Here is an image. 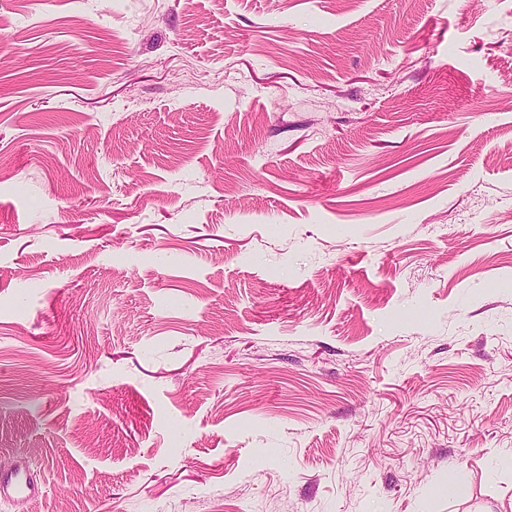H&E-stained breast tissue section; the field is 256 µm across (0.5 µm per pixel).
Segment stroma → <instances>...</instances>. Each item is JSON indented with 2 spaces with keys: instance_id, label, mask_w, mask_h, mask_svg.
Wrapping results in <instances>:
<instances>
[{
  "instance_id": "stroma-1",
  "label": "stroma",
  "mask_w": 512,
  "mask_h": 512,
  "mask_svg": "<svg viewBox=\"0 0 512 512\" xmlns=\"http://www.w3.org/2000/svg\"><path fill=\"white\" fill-rule=\"evenodd\" d=\"M0 20V512H512V0ZM43 495L42 487L32 478L21 461L0 467V498L36 501Z\"/></svg>"
}]
</instances>
